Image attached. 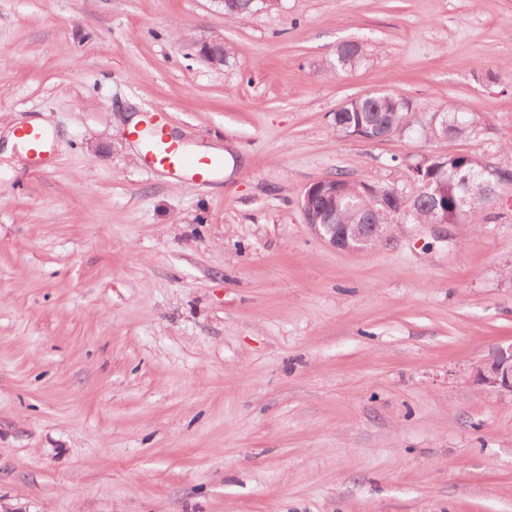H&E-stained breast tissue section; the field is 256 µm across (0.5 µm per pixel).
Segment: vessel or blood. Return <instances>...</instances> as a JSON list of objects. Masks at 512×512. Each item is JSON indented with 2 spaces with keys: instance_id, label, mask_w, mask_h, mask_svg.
<instances>
[{
  "instance_id": "1",
  "label": "vessel or blood",
  "mask_w": 512,
  "mask_h": 512,
  "mask_svg": "<svg viewBox=\"0 0 512 512\" xmlns=\"http://www.w3.org/2000/svg\"><path fill=\"white\" fill-rule=\"evenodd\" d=\"M149 121L154 135L151 139L143 141L142 150L152 166L192 179L209 178L222 167V159L213 155L195 161L185 158L180 143L170 136L163 114L152 113Z\"/></svg>"
}]
</instances>
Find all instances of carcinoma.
<instances>
[{"label": "carcinoma", "instance_id": "obj_1", "mask_svg": "<svg viewBox=\"0 0 512 512\" xmlns=\"http://www.w3.org/2000/svg\"><path fill=\"white\" fill-rule=\"evenodd\" d=\"M276 0H224V14L243 19L260 9H273ZM363 61L361 47L354 42L343 43L336 49V67L348 70L359 66ZM451 106L434 110L418 108L413 102L394 93H370L351 100L336 110L333 122L342 131L353 132L355 124L361 122L367 127L390 130L401 134L408 130H418L427 139L448 140L450 142L467 139L476 132V120L469 113L454 119ZM489 164L479 155H466L448 151L436 159L426 160L416 167L419 186L432 183L436 188V198H431L419 190L412 198L411 211L398 210V192L390 188L391 194L385 204L371 207L364 203L366 186L342 177L334 178L336 200L330 201L333 211L332 221L337 224H380L381 232L387 225L408 220L412 223L482 224L488 204L483 201H470L464 205L461 183L462 174L488 176Z\"/></svg>", "mask_w": 512, "mask_h": 512}]
</instances>
